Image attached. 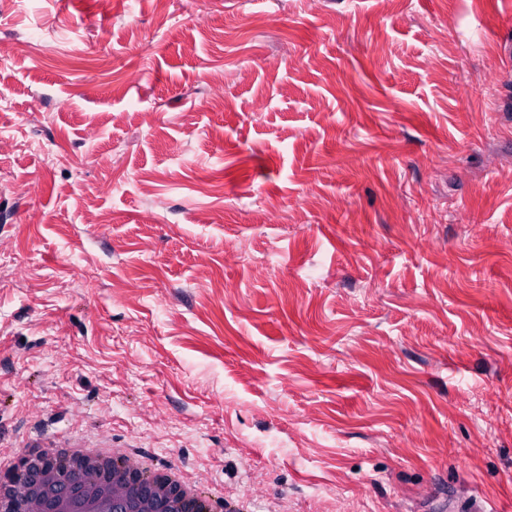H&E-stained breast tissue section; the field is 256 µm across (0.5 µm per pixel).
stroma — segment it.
<instances>
[{"mask_svg":"<svg viewBox=\"0 0 512 512\" xmlns=\"http://www.w3.org/2000/svg\"><path fill=\"white\" fill-rule=\"evenodd\" d=\"M16 41L0 454L512 512V0H0Z\"/></svg>","mask_w":512,"mask_h":512,"instance_id":"35a3bbf8","label":"stroma"}]
</instances>
